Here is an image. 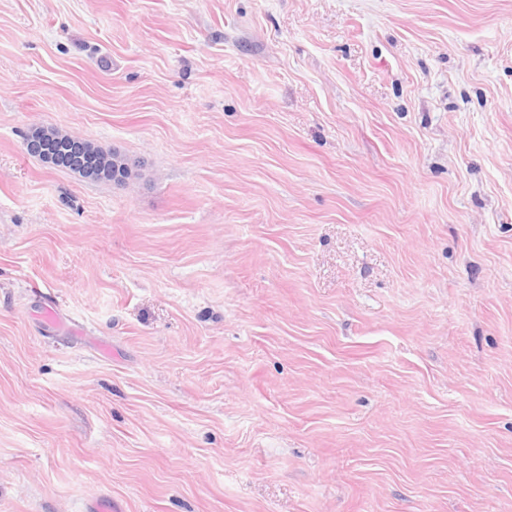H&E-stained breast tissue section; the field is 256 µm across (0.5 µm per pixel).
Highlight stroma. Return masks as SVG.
Masks as SVG:
<instances>
[{
  "label": "stroma",
  "mask_w": 512,
  "mask_h": 512,
  "mask_svg": "<svg viewBox=\"0 0 512 512\" xmlns=\"http://www.w3.org/2000/svg\"><path fill=\"white\" fill-rule=\"evenodd\" d=\"M104 493L512 512V0H0V512ZM44 130L48 134L37 139L38 147L30 153L46 163L50 162L55 167L68 169L78 174L83 172L102 173L111 180L112 174H124L126 171L124 159L113 154L107 148L85 139L61 135L51 129ZM125 180L114 179L112 182L121 185Z\"/></svg>",
  "instance_id": "1"
}]
</instances>
